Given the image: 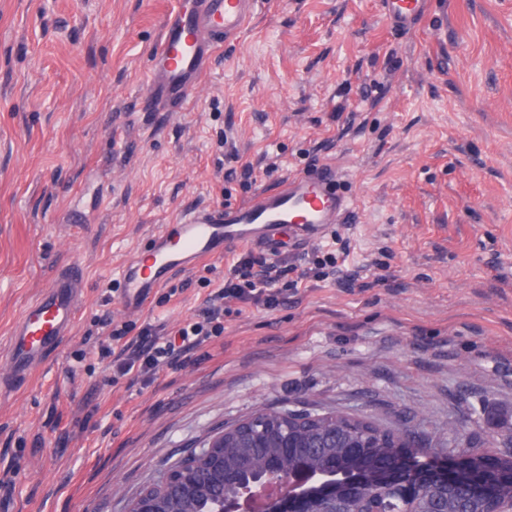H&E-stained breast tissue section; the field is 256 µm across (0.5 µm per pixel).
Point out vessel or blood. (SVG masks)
Segmentation results:
<instances>
[{
  "label": "vessel or blood",
  "mask_w": 512,
  "mask_h": 512,
  "mask_svg": "<svg viewBox=\"0 0 512 512\" xmlns=\"http://www.w3.org/2000/svg\"><path fill=\"white\" fill-rule=\"evenodd\" d=\"M261 0H190L165 16L150 54L146 111L182 106L196 89L212 55L238 37ZM429 0H381L389 24L411 29L428 9ZM354 199L342 190L334 165L320 164L264 188L246 203L191 211L163 225L147 248L133 254L116 273L121 285L120 307L141 311L147 300L178 270L223 255L231 245L278 253L275 230H287L294 246L321 242L333 224L350 211ZM83 274L71 266L24 309L10 337L7 365L12 379L22 380L72 334Z\"/></svg>",
  "instance_id": "b4317fda"
}]
</instances>
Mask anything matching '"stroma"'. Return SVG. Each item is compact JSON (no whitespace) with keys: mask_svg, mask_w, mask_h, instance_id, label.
Here are the masks:
<instances>
[{"mask_svg":"<svg viewBox=\"0 0 512 512\" xmlns=\"http://www.w3.org/2000/svg\"><path fill=\"white\" fill-rule=\"evenodd\" d=\"M177 0H0V376L61 268L75 331L0 390V512H124L185 451L252 413L337 408L451 438L512 434V0H442L391 29L380 0H278L182 111L143 108ZM355 199L273 310L224 319L149 387L113 381V330L173 331L242 246L125 313L115 271L181 213L244 203L316 163ZM254 168L244 185L238 171Z\"/></svg>","mask_w":512,"mask_h":512,"instance_id":"stroma-1","label":"stroma"}]
</instances>
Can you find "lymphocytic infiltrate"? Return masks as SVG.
<instances>
[{
    "instance_id": "f902f5d3",
    "label": "lymphocytic infiltrate",
    "mask_w": 512,
    "mask_h": 512,
    "mask_svg": "<svg viewBox=\"0 0 512 512\" xmlns=\"http://www.w3.org/2000/svg\"><path fill=\"white\" fill-rule=\"evenodd\" d=\"M293 268L286 260L267 259L252 251L241 254L231 267V275L222 288L211 293L204 305L184 326L172 333L144 328L120 351L102 347L113 380L148 384L167 370L180 367L198 352L211 337L224 332V315L235 305H253L273 309L284 304L295 281L288 275Z\"/></svg>"
}]
</instances>
